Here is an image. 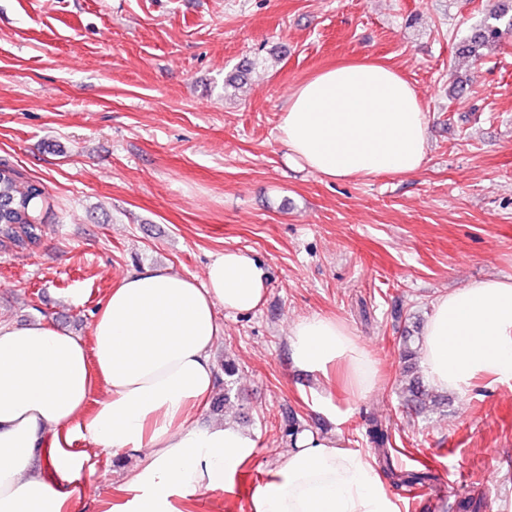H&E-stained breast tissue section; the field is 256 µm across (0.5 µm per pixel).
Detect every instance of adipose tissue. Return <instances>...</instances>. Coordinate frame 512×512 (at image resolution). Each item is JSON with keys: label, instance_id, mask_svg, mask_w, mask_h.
<instances>
[{"label": "adipose tissue", "instance_id": "obj_1", "mask_svg": "<svg viewBox=\"0 0 512 512\" xmlns=\"http://www.w3.org/2000/svg\"><path fill=\"white\" fill-rule=\"evenodd\" d=\"M430 123L411 84L370 61L325 69L294 89L279 137L291 162L335 180L413 176L426 161ZM267 293L264 268L228 249L198 281L143 268L111 288L90 340L35 321L0 322V512H70L83 477L81 433L110 455L143 451L127 476L122 512H179L178 502L224 488L257 448L224 422L201 426L212 396L218 310L249 313ZM296 367H344L359 394L377 363L341 321L297 320L289 332ZM431 385L467 394L479 377L512 380V278L477 280L439 295L421 340ZM105 395L84 417L96 385ZM252 494L249 512H396L367 454L314 431Z\"/></svg>", "mask_w": 512, "mask_h": 512}]
</instances>
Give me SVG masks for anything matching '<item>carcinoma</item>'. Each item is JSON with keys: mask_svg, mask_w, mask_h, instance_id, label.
<instances>
[{"mask_svg": "<svg viewBox=\"0 0 512 512\" xmlns=\"http://www.w3.org/2000/svg\"><path fill=\"white\" fill-rule=\"evenodd\" d=\"M509 34H512V16L507 18L504 13L493 10L470 37V42L474 48L495 44ZM45 204L46 193L42 186L23 180L21 173L0 163V243L7 241L21 249L38 245L42 236L41 212ZM398 354L402 374L408 378V383L401 390L403 404L409 411L418 413L433 395L420 377L412 375L416 351L412 348L410 337H400ZM369 436L387 477L405 487L429 485L436 480V476L426 468L396 471L391 449L387 448L390 444L388 430L378 421H373Z\"/></svg>", "mask_w": 512, "mask_h": 512, "instance_id": "1", "label": "carcinoma"}]
</instances>
